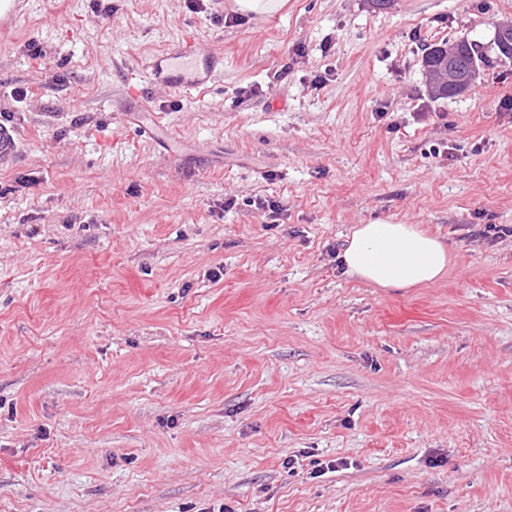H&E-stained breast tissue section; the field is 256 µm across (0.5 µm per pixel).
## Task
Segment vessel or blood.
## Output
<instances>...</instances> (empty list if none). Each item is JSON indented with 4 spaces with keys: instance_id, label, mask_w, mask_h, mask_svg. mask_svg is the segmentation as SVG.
<instances>
[{
    "instance_id": "obj_1",
    "label": "vessel or blood",
    "mask_w": 512,
    "mask_h": 512,
    "mask_svg": "<svg viewBox=\"0 0 512 512\" xmlns=\"http://www.w3.org/2000/svg\"><path fill=\"white\" fill-rule=\"evenodd\" d=\"M223 60L203 55L189 47L176 46L156 56L149 64L155 78L165 86L188 92L210 83Z\"/></svg>"
}]
</instances>
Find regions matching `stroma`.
I'll return each mask as SVG.
<instances>
[{
	"label": "stroma",
	"mask_w": 512,
	"mask_h": 512,
	"mask_svg": "<svg viewBox=\"0 0 512 512\" xmlns=\"http://www.w3.org/2000/svg\"><path fill=\"white\" fill-rule=\"evenodd\" d=\"M512 0H20L0 35V512H512ZM190 41L209 88L156 84ZM42 56H34V49ZM453 253L345 275L353 229ZM496 35L499 38L502 50L509 53L512 57V21L500 22L496 26ZM462 50L466 54L467 59L475 57L479 63V71L481 68L489 66L492 61L490 60L489 52L495 54V58L502 60L505 57L498 42L493 39L490 50H486L485 46L477 41H470L468 39L461 40ZM506 58V57H505ZM459 45L460 42L458 41H448L445 45H435L431 48V51L435 49L440 50V52L435 53L437 61L434 62L433 67L440 75L442 83L447 84L448 94H457L461 92L463 88L462 84L468 79L471 80L472 78H475L477 74L470 64L468 74L465 76L462 75V70L459 64ZM448 94L440 95V97L450 96ZM347 273L368 284L414 288L442 278L453 255L413 224H360L341 254Z\"/></svg>",
	"instance_id": "1"
}]
</instances>
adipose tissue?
<instances>
[{
    "instance_id": "obj_1",
    "label": "adipose tissue",
    "mask_w": 512,
    "mask_h": 512,
    "mask_svg": "<svg viewBox=\"0 0 512 512\" xmlns=\"http://www.w3.org/2000/svg\"><path fill=\"white\" fill-rule=\"evenodd\" d=\"M341 259L349 274L368 284L414 288L442 278L453 256L414 225L375 222L353 230Z\"/></svg>"
}]
</instances>
